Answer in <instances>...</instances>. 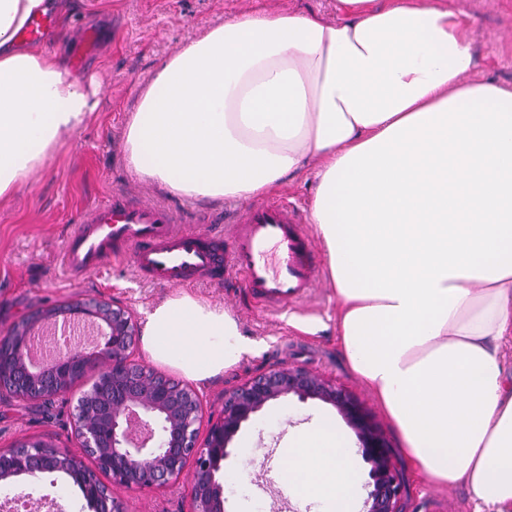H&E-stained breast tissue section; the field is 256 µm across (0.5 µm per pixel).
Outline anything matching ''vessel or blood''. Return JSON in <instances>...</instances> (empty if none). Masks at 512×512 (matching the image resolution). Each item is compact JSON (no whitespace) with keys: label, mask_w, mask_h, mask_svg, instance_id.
Segmentation results:
<instances>
[{"label":"vessel or blood","mask_w":512,"mask_h":512,"mask_svg":"<svg viewBox=\"0 0 512 512\" xmlns=\"http://www.w3.org/2000/svg\"><path fill=\"white\" fill-rule=\"evenodd\" d=\"M224 215L223 233L185 228L169 207L116 193L80 221L62 264L69 274L85 275L108 256L127 257L151 282L175 287L238 275L265 307L281 311L302 301L318 273L302 210L282 200L257 201Z\"/></svg>","instance_id":"b4317fda"}]
</instances>
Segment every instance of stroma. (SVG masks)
I'll list each match as a JSON object with an SVG mask.
<instances>
[{"label": "stroma", "mask_w": 512, "mask_h": 512, "mask_svg": "<svg viewBox=\"0 0 512 512\" xmlns=\"http://www.w3.org/2000/svg\"><path fill=\"white\" fill-rule=\"evenodd\" d=\"M472 22L480 66L476 79L512 88V0H452ZM293 10L335 18V0H69L70 26L59 46L70 69L102 82V105L90 122L60 145L42 173L0 202V336L34 312L79 299H116L137 321L172 287L142 280L129 259L106 258L87 276L69 275L61 253L77 218L98 201L122 189L141 199L193 212L197 219L223 214L224 203L179 198L138 181L129 171L122 149L127 119L141 88L160 63L192 35L247 11ZM92 20L97 38L88 43L78 32ZM197 299L223 307L233 315L253 351L224 375L197 385L206 414L218 415L226 389L266 368L285 364L310 370L353 394L384 431L399 469L403 493L400 512H423L422 502L440 496L446 512H476L465 486L439 489L411 463L396 431L364 384L344 363L336 336V292L328 272H320L316 288L295 311L257 308L242 286L200 281L185 285ZM70 398L53 407L0 402V448L28 438L76 450ZM338 417L336 407L317 399L289 396L268 403L246 424L232 445H250L253 456L226 460V470H240V481L225 486L226 512H315V503L281 492V454L291 431L318 415ZM13 490L30 499H53L64 512H90L80 489L61 473L37 479L19 478ZM127 512H188L190 488L182 481L161 490L119 489Z\"/></svg>", "instance_id": "obj_1"}]
</instances>
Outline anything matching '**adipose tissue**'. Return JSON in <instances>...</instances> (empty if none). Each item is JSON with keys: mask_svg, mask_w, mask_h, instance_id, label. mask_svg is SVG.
<instances>
[{"mask_svg": "<svg viewBox=\"0 0 512 512\" xmlns=\"http://www.w3.org/2000/svg\"><path fill=\"white\" fill-rule=\"evenodd\" d=\"M336 17L245 12L189 38L124 132L140 181L244 200L315 172L336 334L413 464L512 512V89L472 80L475 33L447 0H335ZM44 0H0V201L99 108L101 85L23 43ZM149 358L208 384L250 352L223 308L176 293L146 313ZM289 493L355 512L357 450L299 430Z\"/></svg>", "mask_w": 512, "mask_h": 512, "instance_id": "1", "label": "adipose tissue"}]
</instances>
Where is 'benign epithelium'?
<instances>
[{
    "label": "benign epithelium",
    "instance_id": "1",
    "mask_svg": "<svg viewBox=\"0 0 512 512\" xmlns=\"http://www.w3.org/2000/svg\"><path fill=\"white\" fill-rule=\"evenodd\" d=\"M61 320L97 326L103 348L90 353L73 345L49 362H34L33 337ZM137 335V323L121 303L88 299L46 309L0 338L2 398L45 403L70 394L79 381L91 377L72 412L80 454L40 439L0 448L1 485L22 476L62 472L80 487L91 512H125L114 489H161L187 477L189 512H225L216 473L231 455L230 443L266 404L294 395L335 406L355 430L359 451L371 464L363 512H400L402 482L390 444L346 391L319 375L272 366L224 391V407L208 419L203 434L198 392L131 359ZM103 475L111 485L102 482Z\"/></svg>",
    "mask_w": 512,
    "mask_h": 512
}]
</instances>
